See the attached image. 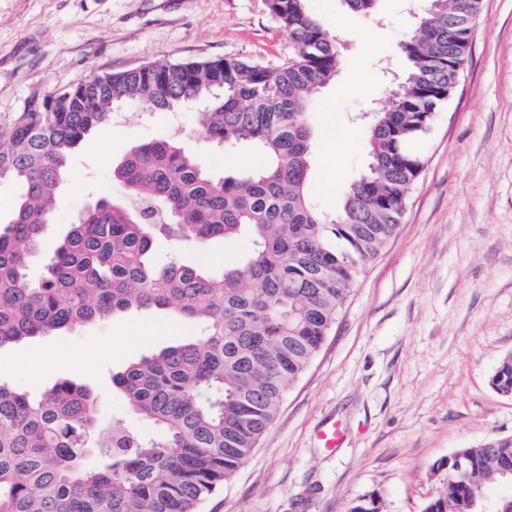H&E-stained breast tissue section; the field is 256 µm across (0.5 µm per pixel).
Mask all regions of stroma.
<instances>
[{"label": "stroma", "instance_id": "stroma-1", "mask_svg": "<svg viewBox=\"0 0 512 512\" xmlns=\"http://www.w3.org/2000/svg\"><path fill=\"white\" fill-rule=\"evenodd\" d=\"M425 0H378L376 18L342 0H306L336 38L338 80L312 114L308 191L336 211L367 161L357 113L382 101L401 74V45ZM296 53L266 0H0V124L33 96L80 78L160 60L234 58L277 67ZM369 71L373 92L357 84ZM175 136L213 173L223 149L206 144L193 107L149 112L134 105L74 149L53 214L64 234L95 199L119 196L112 167L134 146ZM424 161L395 237L354 283L335 327L251 458L201 512H347L378 495L381 512H423L443 487V462L461 448L512 435V394L491 385L512 354V0H483L453 95L428 135L412 145ZM188 323L141 311L40 336L0 351L43 354L34 372L8 377L38 394L77 380L107 414L125 403L113 372L180 336ZM89 369L78 364L88 351ZM339 427L327 448L319 430Z\"/></svg>", "mask_w": 512, "mask_h": 512}]
</instances>
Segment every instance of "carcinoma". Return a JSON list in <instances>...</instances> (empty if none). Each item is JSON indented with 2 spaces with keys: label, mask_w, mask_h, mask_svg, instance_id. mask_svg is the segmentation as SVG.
<instances>
[{
  "label": "carcinoma",
  "mask_w": 512,
  "mask_h": 512,
  "mask_svg": "<svg viewBox=\"0 0 512 512\" xmlns=\"http://www.w3.org/2000/svg\"><path fill=\"white\" fill-rule=\"evenodd\" d=\"M482 0H427L401 46L408 68L370 109L368 161L334 213L307 192L310 114L339 72L336 39L306 0H267L296 43L287 65L237 59L158 61L80 78L31 97L0 126V183L21 195L0 225V350L26 339L154 309L200 334L112 374L139 422L103 415L83 384L36 396L0 380V512H199L245 464L336 324L364 265L395 235L423 161L424 137L464 69ZM372 17L376 0H345ZM136 104L197 105L206 139L234 153L235 176L202 168L174 138L131 149L112 170L122 198L85 209L46 249L73 149ZM242 237L249 250L218 270L182 255ZM41 259L34 280L29 262ZM512 394V354L492 376ZM444 489L424 512H476L512 469V435L461 448L441 464Z\"/></svg>",
  "instance_id": "obj_1"
}]
</instances>
